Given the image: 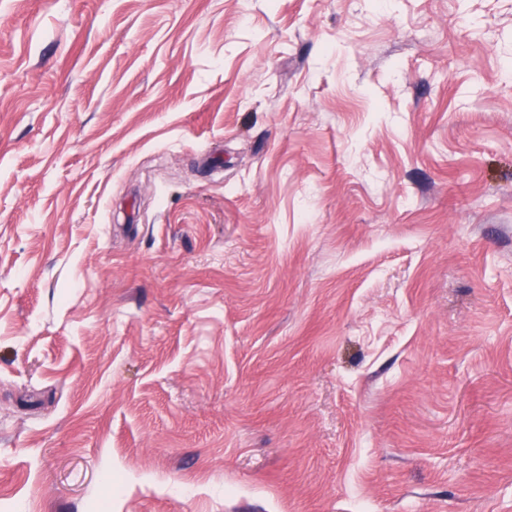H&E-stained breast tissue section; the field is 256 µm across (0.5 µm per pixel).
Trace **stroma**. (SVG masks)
<instances>
[{"label":"stroma","mask_w":512,"mask_h":512,"mask_svg":"<svg viewBox=\"0 0 512 512\" xmlns=\"http://www.w3.org/2000/svg\"><path fill=\"white\" fill-rule=\"evenodd\" d=\"M512 0H0V512H512Z\"/></svg>","instance_id":"obj_1"}]
</instances>
